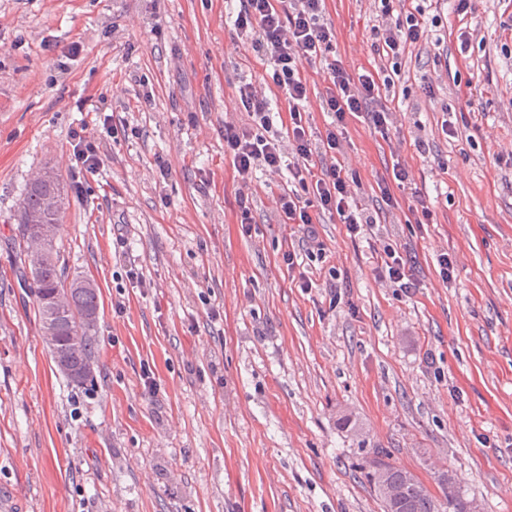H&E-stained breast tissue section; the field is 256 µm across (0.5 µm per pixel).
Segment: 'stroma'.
<instances>
[{"label":"stroma","mask_w":512,"mask_h":512,"mask_svg":"<svg viewBox=\"0 0 512 512\" xmlns=\"http://www.w3.org/2000/svg\"><path fill=\"white\" fill-rule=\"evenodd\" d=\"M225 7L0 0V506L382 512L365 477L380 448L428 488L440 468L480 512H512V59L498 48L512 0H476L468 53L452 38L447 55L430 46L407 62L388 138L348 119L337 158L358 172L360 201L396 159L408 188L359 236L318 225L326 258L306 268V290L281 258L304 238L271 192L285 173L245 183L224 154L225 125L247 119L239 82L263 83ZM324 19L349 73L379 68L374 0H326ZM444 103L466 113L451 138L438 133ZM120 123L127 136L106 135ZM80 127L98 146L92 175L73 153ZM46 169L67 195L64 279L99 287L93 380L81 388L54 364L19 276L17 209ZM413 189L432 223H405ZM388 245L417 287L377 273ZM130 263L142 284L121 279Z\"/></svg>","instance_id":"1"}]
</instances>
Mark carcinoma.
<instances>
[{
  "mask_svg": "<svg viewBox=\"0 0 512 512\" xmlns=\"http://www.w3.org/2000/svg\"><path fill=\"white\" fill-rule=\"evenodd\" d=\"M63 206V187L56 175L46 172L30 183L19 211L22 252L29 268L37 269L29 277L32 279L29 288L35 297L34 314L41 335L52 330L60 343L59 355L75 365L90 364L94 358L97 321L88 320V316L98 311V293L93 283L75 279L68 286L64 284L60 252L56 246ZM29 278L21 275L24 282ZM55 294L66 311L51 319L47 305ZM373 454L371 470L366 473L367 481L376 485L375 468L384 466L388 479L403 488L401 512H468L471 501L457 480H448L447 472L441 471L435 476L441 493L437 497L421 480H412V472L385 463L384 451L375 448Z\"/></svg>",
  "mask_w": 512,
  "mask_h": 512,
  "instance_id": "cac0c4a2",
  "label": "carcinoma"
}]
</instances>
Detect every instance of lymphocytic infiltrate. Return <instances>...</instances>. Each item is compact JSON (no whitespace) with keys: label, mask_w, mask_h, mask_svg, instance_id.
<instances>
[{"label":"lymphocytic infiltrate","mask_w":512,"mask_h":512,"mask_svg":"<svg viewBox=\"0 0 512 512\" xmlns=\"http://www.w3.org/2000/svg\"><path fill=\"white\" fill-rule=\"evenodd\" d=\"M445 0H377L380 23L370 28L372 47L381 60L378 71L348 73L329 55L336 29L322 20L324 0H238L233 14L237 38L247 41L268 69L263 87L241 82L237 104L249 121L224 129V152L242 180L252 179L263 168L287 169L288 180L277 190L283 221L302 226L307 236L306 256L315 258L323 244L316 224L338 219L350 236L371 229L384 208L397 207L392 190L403 187L407 170L393 163L376 183V207L368 209L351 194L355 174L342 165L323 166L316 155L335 153L347 118H364L370 130L387 134L388 100L383 90L395 88L405 75L406 55L419 54L441 27ZM325 63L330 85L321 100L331 121L322 135H314L300 109L308 99L307 63ZM287 111H280V101ZM291 141L292 161H284L281 138Z\"/></svg>","instance_id":"obj_1"}]
</instances>
